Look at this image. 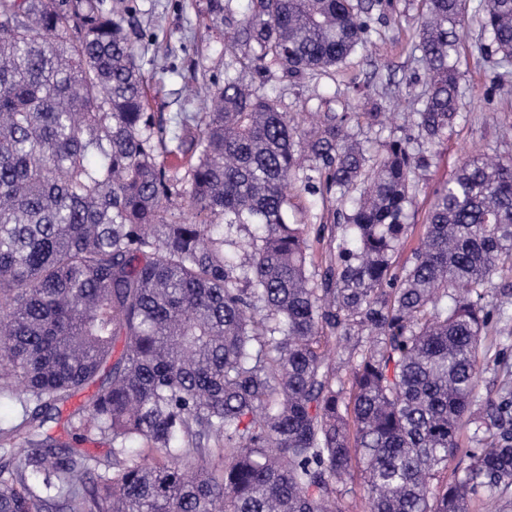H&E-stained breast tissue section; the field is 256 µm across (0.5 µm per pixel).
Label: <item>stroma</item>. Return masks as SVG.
<instances>
[{
	"label": "stroma",
	"instance_id": "1",
	"mask_svg": "<svg viewBox=\"0 0 512 512\" xmlns=\"http://www.w3.org/2000/svg\"><path fill=\"white\" fill-rule=\"evenodd\" d=\"M137 22L154 31L156 43L139 52L151 90V116L168 133L181 130L185 117L200 109L199 97L224 79L229 60L225 45L232 30L224 26L200 34L207 0H185L175 10L173 0H137ZM425 10L423 0H388L385 10L373 11L372 43L350 55L333 76L317 81L291 78L280 67L267 65L263 75L245 72L246 83H264L277 97L281 111L366 112L379 103L385 114V136L416 137L413 103L425 86L423 66L411 54L410 44ZM480 38L477 15H470L458 64L461 79V119L451 136L435 149L430 169L420 178L415 203L409 211L414 233H422L436 190L469 152L480 151L512 158V97L501 92L499 69L477 52ZM289 216L311 227L334 222L337 203L321 188L290 194Z\"/></svg>",
	"mask_w": 512,
	"mask_h": 512
}]
</instances>
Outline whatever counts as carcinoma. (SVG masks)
<instances>
[{
    "mask_svg": "<svg viewBox=\"0 0 512 512\" xmlns=\"http://www.w3.org/2000/svg\"><path fill=\"white\" fill-rule=\"evenodd\" d=\"M378 4L247 0L237 20L209 0L204 28H234L224 84L160 152L132 0H0V403L18 408L0 512H344L355 469L367 512H470L512 490V386L480 390L504 362L486 340L507 303L486 297L512 273V159L464 157L397 261L459 117L470 0H424L416 151L368 155L348 121L379 112L307 130L241 77L318 78L367 49ZM475 13L480 54L511 67L512 0ZM305 169L340 202L319 276L288 215Z\"/></svg>",
    "mask_w": 512,
    "mask_h": 512,
    "instance_id": "cac0c4a2",
    "label": "carcinoma"
}]
</instances>
